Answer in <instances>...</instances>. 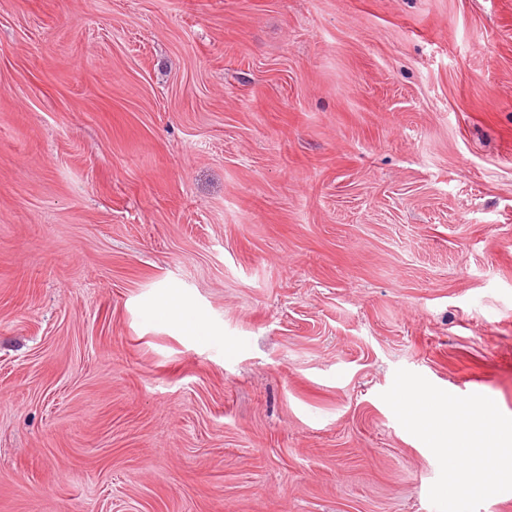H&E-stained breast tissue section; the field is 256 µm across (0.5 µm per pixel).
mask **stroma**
Masks as SVG:
<instances>
[{
    "instance_id": "1",
    "label": "stroma",
    "mask_w": 512,
    "mask_h": 512,
    "mask_svg": "<svg viewBox=\"0 0 512 512\" xmlns=\"http://www.w3.org/2000/svg\"><path fill=\"white\" fill-rule=\"evenodd\" d=\"M400 368L512 416V0H0V512H431ZM154 314L159 318L179 323L189 335H198L202 330L201 321L188 312L173 296L160 299L155 305Z\"/></svg>"
}]
</instances>
